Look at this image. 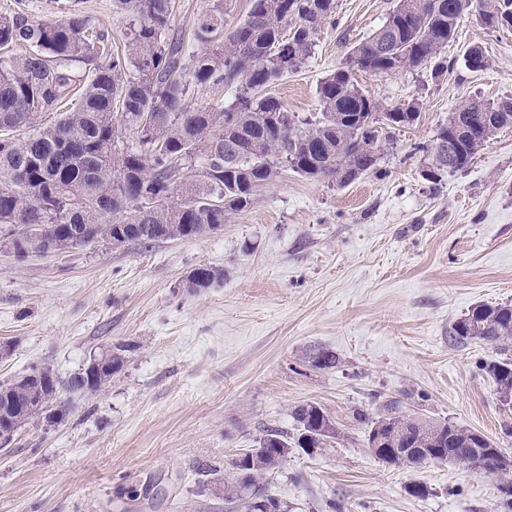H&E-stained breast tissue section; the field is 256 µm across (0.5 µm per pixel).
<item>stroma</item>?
<instances>
[{
    "mask_svg": "<svg viewBox=\"0 0 512 512\" xmlns=\"http://www.w3.org/2000/svg\"><path fill=\"white\" fill-rule=\"evenodd\" d=\"M396 0H336L296 73L269 92L296 120L319 116L318 82L377 30ZM60 17L76 9L123 39L112 0H0ZM483 49L487 69L462 57ZM452 69L357 73L390 109L416 103L413 124L391 131L375 170L348 185L281 166L254 203L206 237L151 247L101 241L25 260L0 252V384L32 366L69 379L107 347L135 343L99 394L74 397L64 422L21 428L0 451V512H204L203 468L225 466L263 430L295 435L294 410L323 408L336 427L324 448L293 450L267 477L289 512H504L500 477L456 462L395 467L370 450L352 412L388 400L497 441L512 459V408L483 362L504 345L460 344L451 328L477 304H512V127L465 169L429 182L432 144L471 100L512 96V30L463 17L444 51ZM221 284L185 286L200 265ZM333 351L318 370L305 351ZM425 494L411 496V485ZM136 500H129L128 490Z\"/></svg>",
    "mask_w": 512,
    "mask_h": 512,
    "instance_id": "stroma-1",
    "label": "stroma"
}]
</instances>
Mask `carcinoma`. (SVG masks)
Here are the masks:
<instances>
[{
    "label": "carcinoma",
    "instance_id": "obj_1",
    "mask_svg": "<svg viewBox=\"0 0 512 512\" xmlns=\"http://www.w3.org/2000/svg\"><path fill=\"white\" fill-rule=\"evenodd\" d=\"M125 28V49L112 48L109 35L75 10L55 18L0 13V50L22 46V54L0 56V224L39 227L47 251L68 238L77 246L125 236L144 247L168 239H196L224 224L231 212L253 203L285 162L314 180L346 185L376 169L379 157L360 152L381 141L384 121L411 124L404 108L380 112L358 85L351 69L385 75L394 62L377 47L378 32L355 44L345 65L322 78L317 95L320 117L301 128L269 86L297 71L310 55L322 27L336 14V0H251L250 10L232 31L224 30L227 0H209L187 34L173 31L175 0H114ZM385 24L401 68L428 60L442 72L454 61L442 55L465 13L477 10L488 27L505 19L512 26V0H411ZM472 72L488 66L479 47L468 49ZM194 87L224 89L232 98L186 107ZM496 102L473 100L448 117L437 137L457 141L455 170L469 165L479 150L512 120L502 119ZM224 271L208 265L192 269L186 287L210 288ZM461 342L505 343L512 339V305H476L452 326ZM136 344L108 350L110 364L63 381L47 367L39 380L17 377L0 385V413L14 430L39 421L61 422L72 413L65 392L93 396L123 370ZM312 366L336 367V354L317 350ZM482 371L496 387L512 386V361L485 363ZM366 427L367 444L378 431L397 428L408 448L422 446L420 431L438 442L406 458L374 452L398 467L429 460L467 457L477 471L507 474L508 459L492 438L448 421L402 412L387 401L373 413L353 411ZM297 438L268 429L254 448L233 458L224 470L202 472L204 484L222 500L218 512H288L265 481L296 447L312 452L332 437L325 411L305 404L294 411Z\"/></svg>",
    "mask_w": 512,
    "mask_h": 512
}]
</instances>
